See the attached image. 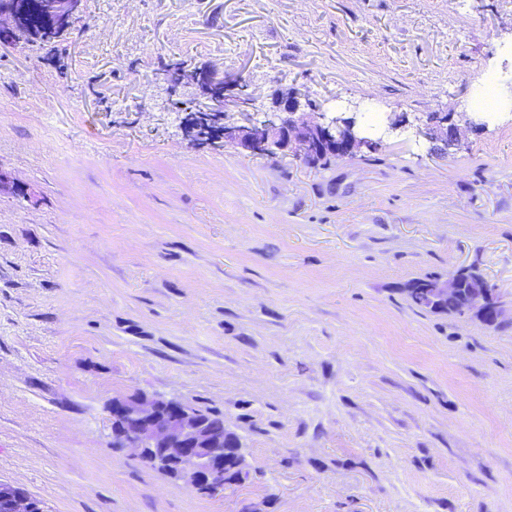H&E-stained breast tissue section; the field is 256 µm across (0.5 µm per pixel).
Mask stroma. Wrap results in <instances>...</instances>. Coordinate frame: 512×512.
Instances as JSON below:
<instances>
[{"label":"stroma","instance_id":"obj_1","mask_svg":"<svg viewBox=\"0 0 512 512\" xmlns=\"http://www.w3.org/2000/svg\"><path fill=\"white\" fill-rule=\"evenodd\" d=\"M512 0H84L0 47V481L45 512H512V112L307 163L187 136L159 59L398 120L474 115ZM473 268L498 324L415 307ZM223 416L206 495L112 446L113 398ZM54 2L57 12L62 14L69 25L68 30L55 27L44 14L42 5L44 0H26L27 18L26 28L22 33L11 40L14 45L38 46L49 50L67 34L82 11L83 0H50Z\"/></svg>","mask_w":512,"mask_h":512}]
</instances>
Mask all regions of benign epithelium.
I'll return each mask as SVG.
<instances>
[{
  "instance_id": "7a95c632",
  "label": "benign epithelium",
  "mask_w": 512,
  "mask_h": 512,
  "mask_svg": "<svg viewBox=\"0 0 512 512\" xmlns=\"http://www.w3.org/2000/svg\"><path fill=\"white\" fill-rule=\"evenodd\" d=\"M57 12L69 26L82 11L83 0H53ZM23 17L19 0H0V36L5 38ZM172 89L192 83L201 98L198 111L223 116L244 112L248 98L236 93L237 77L216 68L195 75L191 71L164 75ZM416 134L429 139L448 137V113L434 115ZM220 140L234 143L248 153H273L288 149L320 155L330 152L351 158L366 149L382 146L363 135L355 117L328 116L300 88H292L277 100L276 110L261 118L248 114L241 123L223 122ZM471 289L467 313L493 324L502 313L498 289L471 269H459L445 280L430 282L420 292L421 302L431 306L459 299ZM112 435L118 448H133L152 460L160 471H173L179 481L207 494L224 491V436L229 429L214 423L175 399L162 395H141L112 399ZM0 512H43L37 500L20 489L0 482Z\"/></svg>"
}]
</instances>
